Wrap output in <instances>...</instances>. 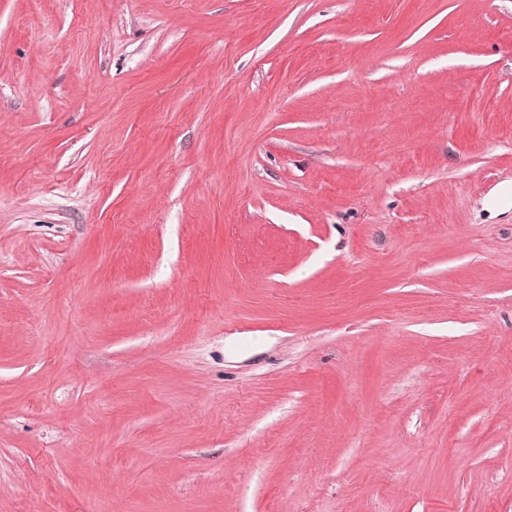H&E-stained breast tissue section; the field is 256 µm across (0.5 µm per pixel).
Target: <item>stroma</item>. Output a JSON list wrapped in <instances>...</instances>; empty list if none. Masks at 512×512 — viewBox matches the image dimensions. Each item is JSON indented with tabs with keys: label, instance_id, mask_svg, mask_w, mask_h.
Returning <instances> with one entry per match:
<instances>
[{
	"label": "stroma",
	"instance_id": "stroma-1",
	"mask_svg": "<svg viewBox=\"0 0 512 512\" xmlns=\"http://www.w3.org/2000/svg\"><path fill=\"white\" fill-rule=\"evenodd\" d=\"M0 512H512V0H0Z\"/></svg>",
	"mask_w": 512,
	"mask_h": 512
}]
</instances>
